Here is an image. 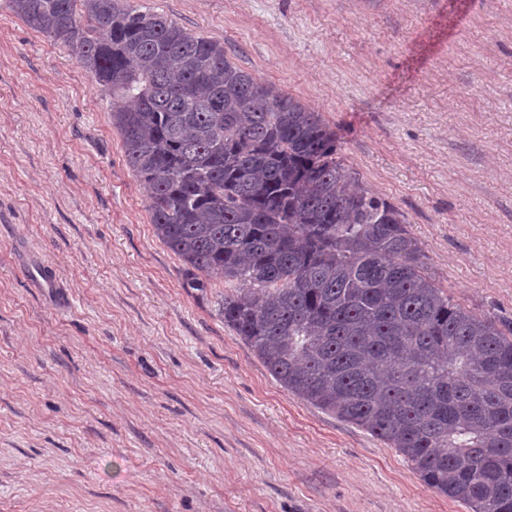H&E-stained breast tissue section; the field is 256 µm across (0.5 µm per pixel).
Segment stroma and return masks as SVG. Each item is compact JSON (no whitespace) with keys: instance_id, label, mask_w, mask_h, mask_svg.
Wrapping results in <instances>:
<instances>
[{"instance_id":"stroma-1","label":"stroma","mask_w":512,"mask_h":512,"mask_svg":"<svg viewBox=\"0 0 512 512\" xmlns=\"http://www.w3.org/2000/svg\"><path fill=\"white\" fill-rule=\"evenodd\" d=\"M133 4L319 112L448 296L512 321V0ZM115 108L0 0V512H467L186 287Z\"/></svg>"}]
</instances>
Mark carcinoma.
Segmentation results:
<instances>
[{
    "label": "carcinoma",
    "mask_w": 512,
    "mask_h": 512,
    "mask_svg": "<svg viewBox=\"0 0 512 512\" xmlns=\"http://www.w3.org/2000/svg\"><path fill=\"white\" fill-rule=\"evenodd\" d=\"M120 102L125 160L185 283L292 395L469 512H512V322L456 304L321 115L130 0H8Z\"/></svg>",
    "instance_id": "carcinoma-1"
}]
</instances>
